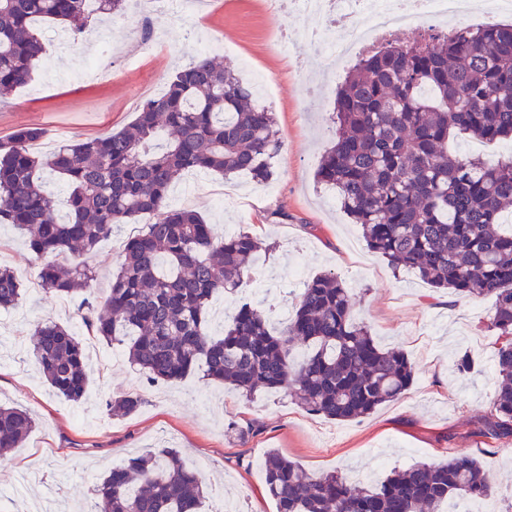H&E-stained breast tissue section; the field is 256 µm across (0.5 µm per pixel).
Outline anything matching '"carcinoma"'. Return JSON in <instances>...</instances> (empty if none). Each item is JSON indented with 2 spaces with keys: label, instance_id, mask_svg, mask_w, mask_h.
<instances>
[{
  "label": "carcinoma",
  "instance_id": "carcinoma-1",
  "mask_svg": "<svg viewBox=\"0 0 512 512\" xmlns=\"http://www.w3.org/2000/svg\"><path fill=\"white\" fill-rule=\"evenodd\" d=\"M127 2L0 0V100L29 82L45 50L36 21L67 23L78 40L91 21L124 11ZM252 99L231 70L200 57L119 131L39 156L29 145L43 131L20 128L0 140V224L25 239L41 288L82 297L88 333L121 345L149 379L174 381L198 368L246 398L260 388L283 389L328 420L367 416L411 388L414 367L405 352L379 347L355 322L336 273L304 283L277 334L249 304L224 335L207 332L212 296L239 287L261 242L245 231L215 239L211 225L191 209L171 208L168 195L183 171L271 179L281 144L272 113ZM331 122L317 178L336 190L367 246L433 288L494 297L490 327L503 342L492 407L479 418L478 434L512 438V232L499 229L512 206V156L489 162L448 152L459 134L512 140V23L431 34L360 59L337 92ZM44 170L68 188L64 223L42 185ZM144 217L98 306L85 256L118 225ZM22 292L16 274L0 267V310L15 307ZM30 341L50 387L80 401L86 355L70 329L38 322ZM298 346L307 349L299 360ZM139 405V396L124 393L107 407L123 416ZM34 426L30 412L0 405V456L22 447ZM263 467L276 512H443L451 499L472 501L490 490L489 473L470 456L412 464L359 485L334 472L314 476L276 448ZM96 496L95 512H200L204 489L177 450L162 448L112 469Z\"/></svg>",
  "mask_w": 512,
  "mask_h": 512
}]
</instances>
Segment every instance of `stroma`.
<instances>
[{
    "label": "stroma",
    "mask_w": 512,
    "mask_h": 512,
    "mask_svg": "<svg viewBox=\"0 0 512 512\" xmlns=\"http://www.w3.org/2000/svg\"><path fill=\"white\" fill-rule=\"evenodd\" d=\"M132 18L128 12L117 23H91L90 32H103L112 46V70L84 82L69 74L90 43L54 41L55 23L42 24L45 50L33 80L0 104V140L24 126L43 129L44 141L57 146L120 130L146 100L165 92L177 69L199 58L198 41H223L220 60L243 82L272 81V92L257 103L273 113L281 149L268 183L213 174L184 198V180L172 186V208L198 211L216 234L230 225L264 244L245 283L216 294L214 303L225 319L251 303L278 329L280 311L293 309L304 280L334 271L353 297L355 320L380 346L407 354L415 382L399 400L338 423L307 413L284 391L245 398L199 371L174 383L148 381L121 347L87 334L80 297L44 293L22 236L1 225L0 266L18 274L24 295L16 308L0 311V403L30 409L38 422L24 447L0 458V512H90L95 486L112 467L159 448L177 449L189 467H201L203 512H275L262 468L272 448L308 472L364 483L417 461L474 456L492 477L491 501L504 512L512 503V439L476 432L495 392L493 300L439 291L413 271H393L367 247L335 192L318 182L329 146L323 130L351 68L346 62L331 70L305 42L306 32L322 27L320 19L271 0H210L203 13L168 26L159 43L129 62ZM141 230L120 225L88 256L97 303L108 295L125 241ZM39 321L71 326L85 347L88 382L80 402L56 394L37 371L29 331ZM466 353L476 370L463 376L455 363ZM127 392L139 394L141 405L111 416L107 401Z\"/></svg>",
    "instance_id": "obj_1"
}]
</instances>
